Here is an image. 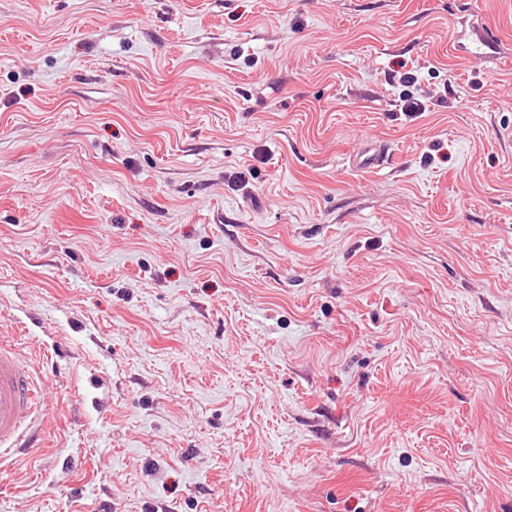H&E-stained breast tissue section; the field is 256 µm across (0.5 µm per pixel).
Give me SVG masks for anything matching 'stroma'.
Here are the masks:
<instances>
[{"label": "stroma", "instance_id": "stroma-1", "mask_svg": "<svg viewBox=\"0 0 512 512\" xmlns=\"http://www.w3.org/2000/svg\"><path fill=\"white\" fill-rule=\"evenodd\" d=\"M1 336L0 512H512V0H0ZM39 372L15 342L0 340V459L16 448H37L47 403Z\"/></svg>", "mask_w": 512, "mask_h": 512}]
</instances>
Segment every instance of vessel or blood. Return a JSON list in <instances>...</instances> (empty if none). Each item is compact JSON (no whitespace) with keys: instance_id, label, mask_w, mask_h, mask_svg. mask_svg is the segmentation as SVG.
<instances>
[{"instance_id":"b4317fda","label":"vessel or blood","mask_w":512,"mask_h":512,"mask_svg":"<svg viewBox=\"0 0 512 512\" xmlns=\"http://www.w3.org/2000/svg\"><path fill=\"white\" fill-rule=\"evenodd\" d=\"M46 408L34 363L20 345L0 340V459L34 447Z\"/></svg>"}]
</instances>
